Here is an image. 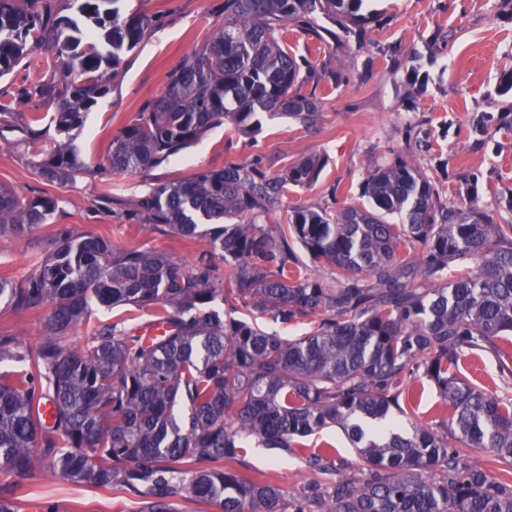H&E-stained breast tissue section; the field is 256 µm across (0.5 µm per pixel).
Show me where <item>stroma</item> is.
Instances as JSON below:
<instances>
[{
	"mask_svg": "<svg viewBox=\"0 0 512 512\" xmlns=\"http://www.w3.org/2000/svg\"><path fill=\"white\" fill-rule=\"evenodd\" d=\"M126 8L152 24L75 133L86 169L83 179L73 186H47L16 138H0V183L26 196L48 190L62 197L55 227L103 236L117 250L168 249L175 245L173 237L112 216L100 199L103 182H110L114 197L133 201L158 184L257 155L275 171L309 154L324 159L317 183L289 189L282 200L286 210L312 206L334 212L364 205L368 165L385 156L403 158L436 177L448 200L475 202L497 221L512 215L498 206L499 197L512 194V132L498 131L496 124L502 117L512 120V91L502 90L512 76V0H373L372 16L349 38L333 36L330 21L319 18L320 35L290 39L296 58L313 65L305 87L320 99L316 123L305 127L265 117L247 134L220 127L167 164L108 176L109 140L162 92L183 55L224 19V0H128ZM414 63L426 74L421 96L413 93L409 68ZM483 121L487 133L475 135L474 126ZM49 242L46 229L21 238L0 236V272L25 278L48 252ZM43 322V311L18 312L0 302V330L22 334L29 348L42 342ZM457 374L512 399V376L501 374L493 351L465 357ZM413 384L419 392L413 422L444 432L448 414L438 386L422 376ZM241 471L263 475L291 492L312 477L302 458L255 446L248 448ZM47 502L56 512H140L142 507L140 499L43 472L14 509L41 512Z\"/></svg>",
	"mask_w": 512,
	"mask_h": 512,
	"instance_id": "stroma-1",
	"label": "stroma"
}]
</instances>
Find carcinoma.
Returning <instances> with one entry per match:
<instances>
[{"label": "carcinoma", "mask_w": 512, "mask_h": 512, "mask_svg": "<svg viewBox=\"0 0 512 512\" xmlns=\"http://www.w3.org/2000/svg\"><path fill=\"white\" fill-rule=\"evenodd\" d=\"M121 2L0 0V78L27 67L16 94L0 97V137L18 132L48 182L73 185L85 173L71 132L150 26ZM365 2L224 0L221 26L109 141L108 168L160 166L215 128L248 132L260 114L314 123L318 98L304 91L288 34L316 31L320 15L349 34L366 20ZM34 99L55 104L61 139L49 150L41 113L21 122L16 112ZM322 169L315 155L277 174L260 159L204 168L116 212L182 241L212 225L190 261L58 229L32 274L0 275L1 300L46 311L34 351L0 331V363L21 365L0 371V512H14L12 496L29 495L44 469L139 497L140 512H176L179 498L221 512H512V402L456 374L461 358L512 346V221L442 201L434 178L400 158L371 164L370 207H299L280 218L288 188L311 186ZM61 203L0 184V235L45 228ZM394 213L401 223L385 221ZM298 247L329 273H310ZM217 257L231 269L226 282L214 274ZM94 305L153 313L93 324ZM242 310L251 319L234 317ZM262 317L315 326L286 339ZM155 324L163 335L148 334ZM78 326L85 341L72 346ZM418 370L452 409L444 435L403 429L414 395L400 403L402 387ZM47 400L49 425L39 412ZM336 426L359 456L357 475L336 471L331 444L307 443ZM253 441L303 456L318 478L287 493L244 475ZM458 443L475 462H460Z\"/></svg>", "instance_id": "obj_1"}]
</instances>
